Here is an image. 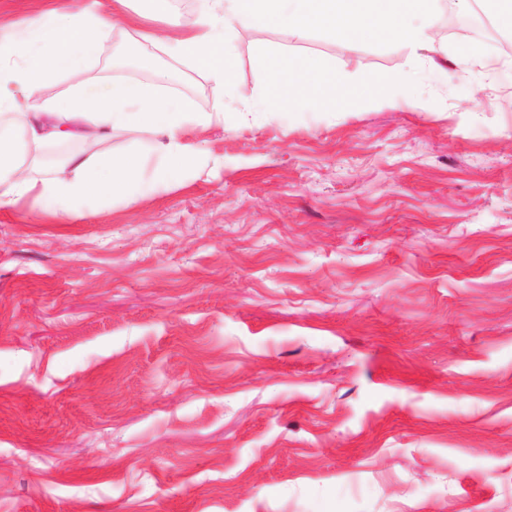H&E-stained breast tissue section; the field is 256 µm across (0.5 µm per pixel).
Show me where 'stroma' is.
Returning a JSON list of instances; mask_svg holds the SVG:
<instances>
[{
  "label": "stroma",
  "instance_id": "obj_1",
  "mask_svg": "<svg viewBox=\"0 0 512 512\" xmlns=\"http://www.w3.org/2000/svg\"><path fill=\"white\" fill-rule=\"evenodd\" d=\"M434 77L373 39L292 44L409 73L242 123L137 26L43 89L152 84L223 123L174 185L68 224L0 210V512H512V52L440 14ZM278 30L241 31L237 84Z\"/></svg>",
  "mask_w": 512,
  "mask_h": 512
}]
</instances>
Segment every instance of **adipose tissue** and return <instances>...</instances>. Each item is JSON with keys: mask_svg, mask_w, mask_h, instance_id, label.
Listing matches in <instances>:
<instances>
[{"mask_svg": "<svg viewBox=\"0 0 512 512\" xmlns=\"http://www.w3.org/2000/svg\"><path fill=\"white\" fill-rule=\"evenodd\" d=\"M476 1L499 25L512 28V0H200L198 13L186 24L171 22L168 0H152L149 20L172 23L174 34L161 41L144 28L139 36L162 42L172 57L190 63L221 92L233 87V35L249 27L279 29L283 42L255 56L266 88L240 101L242 119L255 122L314 96L332 104L337 94L365 84H380L382 102L389 106L406 84L403 74L381 81L368 72L338 71L323 57L295 52L291 37L312 28L342 45L379 36L408 49L418 67L433 71L435 56L443 51L436 37L440 11L460 12ZM129 3L112 0V16L106 19L90 7L73 11L54 2L24 36L0 34V210L29 200L65 223L83 203L152 194L160 183L178 180L193 162L185 129L223 122V113L191 111L181 99L129 81L77 84L65 98H42V88L65 68L95 61L100 35L109 21H120ZM117 135L128 138L122 153L95 150V143ZM49 144L63 146L65 154L48 170L42 149ZM149 153L159 165L147 178L142 163Z\"/></svg>", "mask_w": 512, "mask_h": 512, "instance_id": "adipose-tissue-1", "label": "adipose tissue"}]
</instances>
